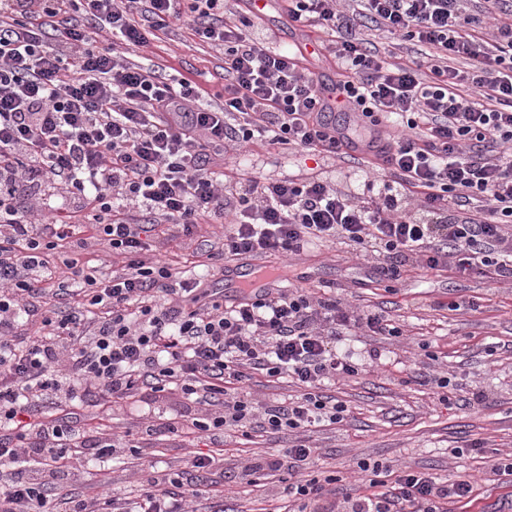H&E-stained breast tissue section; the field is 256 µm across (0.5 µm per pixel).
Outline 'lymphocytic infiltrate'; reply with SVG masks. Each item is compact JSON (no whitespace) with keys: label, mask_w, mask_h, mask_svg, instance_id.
I'll return each mask as SVG.
<instances>
[{"label":"lymphocytic infiltrate","mask_w":512,"mask_h":512,"mask_svg":"<svg viewBox=\"0 0 512 512\" xmlns=\"http://www.w3.org/2000/svg\"><path fill=\"white\" fill-rule=\"evenodd\" d=\"M257 2L238 0L233 23L224 0H0V466L24 467L0 489V512H51L56 497L63 512H188L200 494L167 474L148 478L130 505L109 489L67 493L83 450L110 457L129 442L46 416L48 397L68 403L82 392L109 402L177 391L205 415L166 420L161 432L245 436L259 423L290 433L343 420L345 405L319 391L356 372L336 346L343 332L402 334L383 317L302 289L228 307L201 302L196 281L141 260L144 228L134 212L186 227L227 218L228 261L333 240L384 254L385 281L406 262L424 272L482 266L512 281V24H501L490 46L465 29L463 0H364L362 16L377 28L431 47L425 65L413 67L357 38V17L341 0H286L292 22L336 34V86L357 124L378 126L384 112L404 124V134L372 149L391 180L355 197L318 180L235 184L214 171L210 151L229 142L262 138L320 154L348 144L325 119L331 96L298 53L250 32ZM174 22L223 50L222 109L192 79L170 81L121 57L120 46L143 45L147 30ZM452 57L468 60L470 72L449 66ZM465 81L498 108L461 98ZM46 188L67 210L42 214ZM74 210L127 255L123 272L104 279L75 257L51 267V251L78 246L84 224L71 222ZM56 298L77 306L58 310ZM34 312L38 335H22L23 316ZM259 370L292 376L304 391L255 414L242 383ZM359 469L363 491L340 500L318 479L298 478L290 486L297 512H448L475 488L471 475L448 483L399 469L388 483L382 464Z\"/></svg>","instance_id":"f902f5d3"}]
</instances>
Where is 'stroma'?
<instances>
[{
  "label": "stroma",
  "instance_id": "obj_1",
  "mask_svg": "<svg viewBox=\"0 0 512 512\" xmlns=\"http://www.w3.org/2000/svg\"><path fill=\"white\" fill-rule=\"evenodd\" d=\"M259 27L274 33L279 45L302 46V65L315 79L338 80L331 35L295 29L284 0H270ZM358 33L395 61L424 58V47L375 27H359ZM126 59L165 76H189L200 84L209 103L224 102L223 50L177 26L153 32L148 45L128 51ZM212 158L237 180L322 178L355 196L363 193L367 180L389 177L364 157H312L264 141L240 154L217 148ZM134 220L149 228L143 236L148 247L144 260L168 263L184 278L198 276L197 264L209 261L206 276H198L202 287L223 291L231 299L238 296L236 279L224 275L223 224L208 220L186 229L157 223L144 212L135 213ZM264 262L277 288H302L381 312L403 331L397 338L360 332L341 338L339 348L350 352L357 372L327 385L324 392L344 402L347 415L339 423L308 427L298 435L314 450L306 473L330 478L324 486L328 497L358 493V462L379 461L440 481L477 476L473 500L449 503L450 512H512V476L483 477L491 460L512 451V284L488 272L463 275L448 266L423 275L409 267L388 288L377 281L376 256H359L336 242L282 260L268 256ZM373 350L380 352V359H370ZM444 376L450 385L443 402L436 395L435 381ZM477 391L484 395L479 403L472 400ZM67 410L78 425L92 416H109L114 432L129 433L133 442L116 459H87L76 491L93 494L105 481L121 498L134 501L142 482L151 473L163 472L202 489V496L191 504L193 512H257L261 507L280 512L288 505L287 471L255 485L238 482L237 475L245 458L278 453L288 447L291 435L259 432L248 439L227 440L220 463L197 469L191 465L194 454L208 453L212 440L193 447L176 436L147 434L145 423L153 410L144 403L130 400L108 407L86 396Z\"/></svg>",
  "mask_w": 512,
  "mask_h": 512
}]
</instances>
